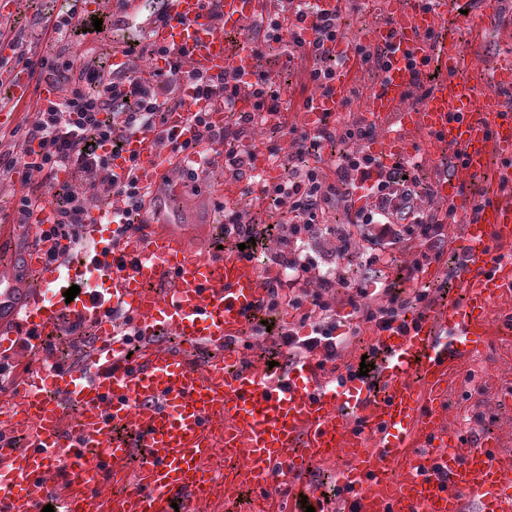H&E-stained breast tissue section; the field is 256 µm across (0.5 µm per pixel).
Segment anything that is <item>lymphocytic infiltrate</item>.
Instances as JSON below:
<instances>
[{"label": "lymphocytic infiltrate", "instance_id": "lymphocytic-infiltrate-1", "mask_svg": "<svg viewBox=\"0 0 512 512\" xmlns=\"http://www.w3.org/2000/svg\"><path fill=\"white\" fill-rule=\"evenodd\" d=\"M296 20L283 24L278 17L263 26L264 42L284 46L288 61L306 59L312 68L309 80L319 90L329 88L334 72L325 67L328 58L325 43L343 39L338 12H323L301 0L295 7ZM310 20L312 40H305L302 20ZM8 42L13 51L14 67L31 74H51L66 69L73 76L71 86L57 100L42 104L24 127L12 131L10 145L0 147V178L9 176L17 167L37 172L40 182L23 187L14 210L13 221L29 223L33 212L47 211L48 234L58 241L75 242L87 215L94 209L101 191L125 206L127 229H135L145 209L149 189L143 188L135 165L123 174L112 170V157L119 154L126 137L153 133L158 145L193 158L191 167L182 174L192 181L207 178L215 168H224L240 180L251 171L250 163L235 149L231 140L249 137L263 112L282 108V89L270 74H261L250 88L244 89L235 79L207 77L192 70L187 61L171 55L166 48L143 46L150 59L163 60L153 80L147 81L130 72L84 65L78 53L58 62L33 57L23 49L24 35L0 30V42ZM196 96L222 104L233 112L231 125L211 121L208 111L198 110L189 116L193 128L190 139L177 141L166 127L168 113L185 109V88ZM250 95L253 103L248 112L237 111L241 95ZM375 161L365 150L346 154L336 168L335 181H328L319 167L304 166L288 176L287 186L261 185L260 193H274L287 208L293 239L320 238L328 206L332 201L350 207L353 222L344 231L346 243L369 246L371 264H383L387 254L404 240L420 242L412 264L397 267L393 277L382 280L375 304H366L367 289L358 288L348 294L346 304L358 313L363 323L381 332L403 325L407 312L425 313L434 308L439 296L425 288L415 287L417 273L426 265L439 261L446 242L445 228L454 208L427 218L413 214V191L398 171L375 174ZM224 233L233 244L243 245V257L256 256L265 249L273 235V225L253 224L237 209L224 212ZM276 265L288 269L287 279H270L266 285L264 311L273 312L280 303L298 310L299 318L277 333V348L286 350L289 362L318 356L320 366L336 364L349 342L342 336L339 313L331 299L336 280L327 273L316 272L312 262L296 252H281Z\"/></svg>", "mask_w": 512, "mask_h": 512}]
</instances>
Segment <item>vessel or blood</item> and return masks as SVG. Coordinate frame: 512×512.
Listing matches in <instances>:
<instances>
[{
  "label": "vessel or blood",
  "instance_id": "vessel-or-blood-1",
  "mask_svg": "<svg viewBox=\"0 0 512 512\" xmlns=\"http://www.w3.org/2000/svg\"><path fill=\"white\" fill-rule=\"evenodd\" d=\"M262 5L220 0L217 20L207 0H157L150 10L143 0H114L112 10L144 42L183 52L204 75L252 83L255 57L224 34ZM444 11V0H384L370 37L386 65L365 95L364 115L381 129L369 151L382 171L445 156L448 170L434 190L459 205L462 189L493 183L463 226L462 299L423 318L408 313L405 327L380 333V380L371 390L324 379L312 359L273 375L240 364L231 341L264 298V277L247 259H202L166 224L121 233L94 219L81 229L93 244L82 268L98 270L102 289L60 304L46 294L66 291L82 268L48 259L53 244L41 242L26 257L32 282L17 285L14 267L0 264V327L10 328L0 334V354L27 366L75 321L95 327L98 340L81 364L62 363L51 377L20 375L15 396L0 404V512H38L49 500L57 512H200L220 484L259 495L305 488L308 468L339 449L348 459V512H462L467 499L481 512H512V456L484 439H451L438 420L451 369L482 353L490 312L512 290V258H494L512 244V56L477 91L460 74L458 44L433 36ZM354 71L339 67L330 90L300 108L298 123L321 128L324 114L346 101ZM420 84L428 94L415 110L407 102ZM206 105L193 100L188 111ZM188 111L168 119L182 140ZM131 159L152 188L176 163L148 132L126 139L114 172ZM118 306L143 336L131 356L115 340ZM162 330L180 346L157 341ZM202 347L213 352L205 363L196 358ZM219 452L220 483L209 469Z\"/></svg>",
  "mask_w": 512,
  "mask_h": 512
}]
</instances>
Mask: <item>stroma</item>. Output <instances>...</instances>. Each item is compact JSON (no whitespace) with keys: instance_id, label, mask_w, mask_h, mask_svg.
Returning a JSON list of instances; mask_svg holds the SVG:
<instances>
[{"instance_id":"35a3bbf8","label":"stroma","mask_w":512,"mask_h":512,"mask_svg":"<svg viewBox=\"0 0 512 512\" xmlns=\"http://www.w3.org/2000/svg\"><path fill=\"white\" fill-rule=\"evenodd\" d=\"M381 0H361L356 11H345L340 27L349 42L366 43L369 31L377 25L383 11ZM66 9V0H48L46 9L32 6L30 0H0V28L12 27L24 30L27 49L31 56L58 58L68 50L83 53L87 63L103 65L108 63L115 46L133 39L134 32L113 24L110 10H103L102 18L108 27L104 37L94 38L71 34L61 41L42 37L39 19L43 12L58 13ZM444 29L455 31L461 42L467 60L466 72L478 91L488 87L486 73L496 57L512 52V42L506 41L503 33L512 26V0H501L497 13L483 16L479 13V0H449L447 16L442 20ZM284 49L270 43L264 46L257 62L260 70L274 74L278 84L287 91L288 108L296 110L307 97L315 94V87L308 80L310 62L299 60L291 67H284ZM378 69L364 65L353 76L354 94L345 101L337 115L328 121L329 127L343 129L345 125L360 123V104ZM271 143L277 144L280 157L289 167L300 163L319 164L328 177H335L338 157L341 153L354 151L355 143L336 138L323 143L319 151L300 161L294 155L289 136L272 135ZM167 183L154 191L155 197L167 195L170 183L181 187L176 200L179 211L178 221L186 230L189 244H204L212 250L217 246L210 227L224 219V190L226 183H234L235 205L255 224L276 225L278 235L270 239L269 252L275 253L284 246L283 237L288 226L283 219L284 207L275 201H268L265 207H257L253 197L256 187L247 180L232 181L223 169H216L204 182L193 184L184 181L178 170H170ZM332 233L305 243L304 252L320 271L336 274V288L333 292L336 302H344L350 289L368 287L371 279L367 272V251L354 249L343 251L335 236L336 230L347 227L349 216L343 204H333L326 216ZM493 336L486 353L471 362L455 368L451 375L446 406V424L451 438L466 441L484 437L493 439L498 447L512 453V294H507L490 313Z\"/></svg>"}]
</instances>
